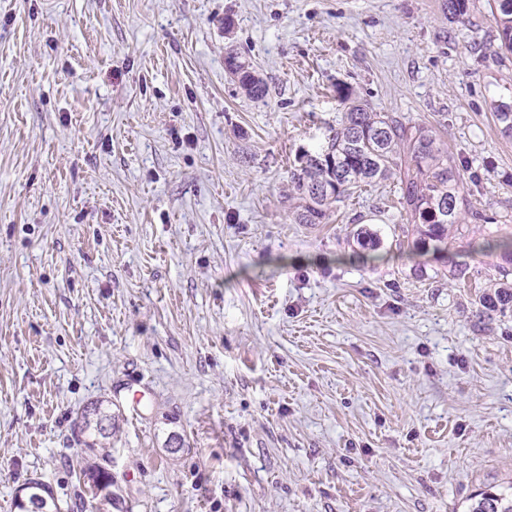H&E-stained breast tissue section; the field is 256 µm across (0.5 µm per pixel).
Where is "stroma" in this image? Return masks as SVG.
Here are the masks:
<instances>
[{
    "label": "stroma",
    "mask_w": 512,
    "mask_h": 512,
    "mask_svg": "<svg viewBox=\"0 0 512 512\" xmlns=\"http://www.w3.org/2000/svg\"><path fill=\"white\" fill-rule=\"evenodd\" d=\"M491 2L0 0V512L33 477L98 512L96 400L125 512H466L512 482V311L475 317L512 283L480 250L512 235ZM340 84L434 127L484 220L417 252L390 179L296 223ZM226 57H230L234 63H237L238 60L240 64L229 70V73L232 74L238 81L240 87L249 96L254 100H261L265 98L267 95V86L266 83L256 74L253 66L246 59L238 56V60L233 53H228ZM115 428V415L112 414V408L103 401L92 402L86 406L80 417L79 430L86 434L91 443L85 442L87 448H95L97 442L98 448L104 452V460L109 459L112 450V431Z\"/></svg>",
    "instance_id": "1"
}]
</instances>
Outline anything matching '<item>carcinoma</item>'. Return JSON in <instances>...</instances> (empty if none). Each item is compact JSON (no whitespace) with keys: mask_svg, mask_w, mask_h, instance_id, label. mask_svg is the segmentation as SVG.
<instances>
[{"mask_svg":"<svg viewBox=\"0 0 512 512\" xmlns=\"http://www.w3.org/2000/svg\"><path fill=\"white\" fill-rule=\"evenodd\" d=\"M494 4L492 20L500 47L512 52V0H494ZM229 73L250 98L261 100L267 95L266 83L248 60L239 59V65ZM336 98L342 107L341 119L329 127V134L314 151L300 153L297 165L290 170L288 198L297 201V223L322 224L362 185L392 177L400 185L406 222L414 227L413 247L418 251L430 245L437 251L447 246L448 236L462 223L464 214L474 220L484 219L462 194L459 169L434 128L375 112L346 86H336ZM494 115L502 125L501 132L511 137L512 107L498 103ZM511 307L512 287H500L492 295L479 297L476 317L490 319L493 313L503 314ZM114 428L110 405L96 401L83 409L79 430L91 439L87 447L101 448L105 460L111 456ZM80 477L93 495L105 490L111 507L122 509L120 496L112 491L115 480L111 471L93 462L81 469ZM22 491L16 502L19 512H31L33 505L37 512H62L42 480L30 479ZM469 512H512V485L506 490L490 487L481 492Z\"/></svg>","mask_w":512,"mask_h":512,"instance_id":"cac0c4a2","label":"carcinoma"}]
</instances>
